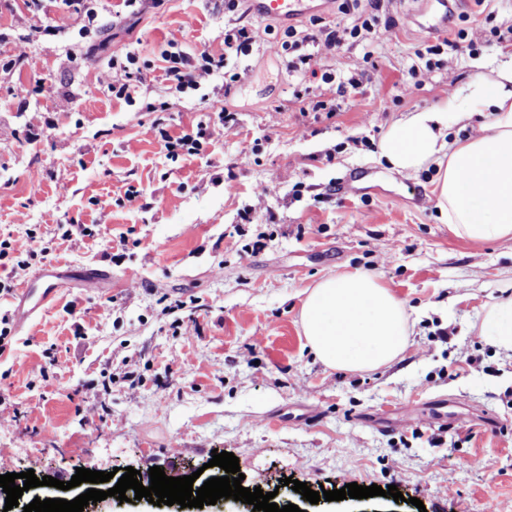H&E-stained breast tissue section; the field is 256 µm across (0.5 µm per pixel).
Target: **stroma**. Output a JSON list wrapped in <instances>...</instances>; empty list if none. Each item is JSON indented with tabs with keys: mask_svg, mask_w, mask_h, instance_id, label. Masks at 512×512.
I'll list each match as a JSON object with an SVG mask.
<instances>
[{
	"mask_svg": "<svg viewBox=\"0 0 512 512\" xmlns=\"http://www.w3.org/2000/svg\"><path fill=\"white\" fill-rule=\"evenodd\" d=\"M98 0L109 22L97 55L82 22L46 0L33 32L23 6L0 0V60L25 54L37 72L0 70V241L34 232L46 255L17 265L0 256V318L22 284L47 265L63 286L27 334L0 344V453L15 472L71 480L77 469L133 467L149 484L202 469L213 451L239 459L245 488L275 492L302 512H353L351 499L310 503L285 486H397L392 512H512V355L478 331L486 309L512 295V245L471 242L436 207V166L413 176L380 153L408 112L454 95L512 64V42L492 27L512 24V0H384L368 39L345 34L356 13L329 0L320 16L343 32L321 68L360 82L358 105L337 101L320 79L292 74L280 47L285 25L264 21L241 0ZM241 18L260 37L231 55L237 75L225 107L235 125H210L200 156L172 158L158 128L191 130L208 119L202 94L221 77L201 75L180 96L161 75L134 103L113 99L112 58L132 51L158 65L167 41L188 53L222 52L224 27ZM484 28L472 53L417 52L458 29ZM337 101L301 111L298 95ZM168 102L146 112L143 100ZM139 193L127 202V190ZM250 219H242L245 206ZM86 225L64 240L59 225ZM86 268L109 272L96 289ZM361 269L403 303L407 347L369 371L326 367L311 354L300 308L318 281ZM445 405L452 430L433 414ZM420 419L402 424L410 408Z\"/></svg>",
	"mask_w": 512,
	"mask_h": 512,
	"instance_id": "35a3bbf8",
	"label": "stroma"
}]
</instances>
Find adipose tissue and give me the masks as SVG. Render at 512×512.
Here are the masks:
<instances>
[{
	"mask_svg": "<svg viewBox=\"0 0 512 512\" xmlns=\"http://www.w3.org/2000/svg\"><path fill=\"white\" fill-rule=\"evenodd\" d=\"M471 112H490L480 125L448 145L449 122L469 120L447 98L434 111L408 114L385 134L381 153L392 169L415 173L438 168L436 206L458 237L483 242L512 241V68L496 81H477ZM303 334L325 365L350 371L390 363L406 348L408 320L401 301L372 274L355 270L323 278L300 312ZM480 333L495 347L512 353V297L488 308Z\"/></svg>",
	"mask_w": 512,
	"mask_h": 512,
	"instance_id": "ef3b65f1",
	"label": "adipose tissue"
}]
</instances>
